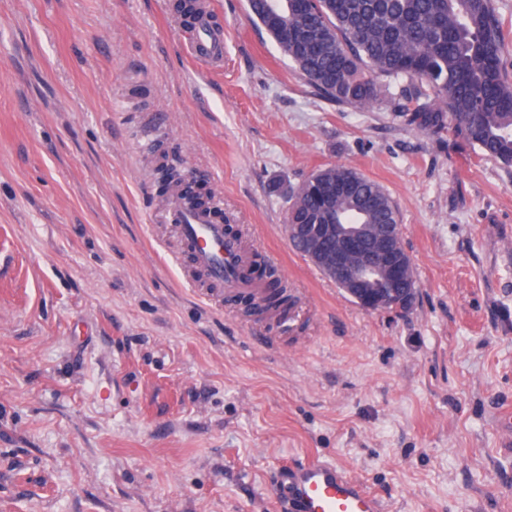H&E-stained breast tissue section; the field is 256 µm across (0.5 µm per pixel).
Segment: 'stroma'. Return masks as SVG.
I'll list each match as a JSON object with an SVG mask.
<instances>
[{
    "mask_svg": "<svg viewBox=\"0 0 512 512\" xmlns=\"http://www.w3.org/2000/svg\"><path fill=\"white\" fill-rule=\"evenodd\" d=\"M0 0V512H278L328 459L383 512H512V166L313 92L246 0ZM153 137L145 153L140 143ZM192 171L287 315L193 271L161 164ZM329 165L399 207L417 293L368 311L292 248ZM212 22L219 27L216 20ZM208 22L192 27V37L186 43L190 55L202 62H220L224 58V34ZM255 267L260 266H258L254 262L250 263L247 267V275L253 278H255L254 276L259 277V279L268 282L269 288H274L271 293L265 294L261 301L264 302V304L267 307L274 309H283V311L286 310L288 306V295H286L288 286L286 284H283L282 281L278 277H276V273L273 269L267 267L265 268L261 276H257L255 274ZM275 292H278L279 295L275 299H272V294Z\"/></svg>",
    "mask_w": 512,
    "mask_h": 512,
    "instance_id": "stroma-1",
    "label": "stroma"
}]
</instances>
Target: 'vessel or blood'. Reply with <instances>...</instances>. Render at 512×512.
I'll list each match as a JSON object with an SVG mask.
<instances>
[{
	"mask_svg": "<svg viewBox=\"0 0 512 512\" xmlns=\"http://www.w3.org/2000/svg\"><path fill=\"white\" fill-rule=\"evenodd\" d=\"M190 55L202 62L224 58V35L207 23L193 27L187 42ZM170 221L187 247L195 267L223 287L225 295L242 293L261 297V285L243 276L249 257L242 247L214 223L212 213L192 207L182 187H175L168 199ZM286 512H383L379 498L345 469L322 460L297 462L280 477Z\"/></svg>",
	"mask_w": 512,
	"mask_h": 512,
	"instance_id": "b4317fda",
	"label": "vessel or blood"
}]
</instances>
